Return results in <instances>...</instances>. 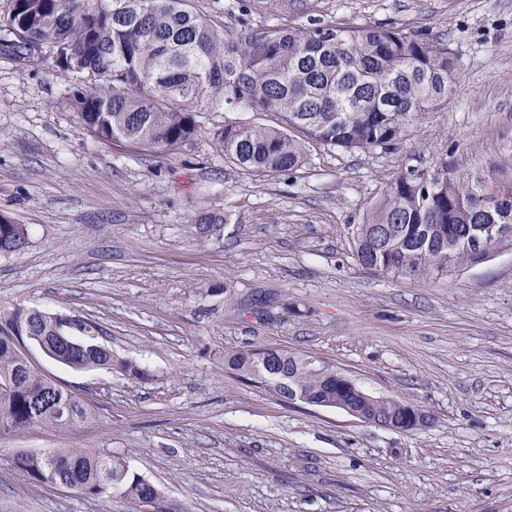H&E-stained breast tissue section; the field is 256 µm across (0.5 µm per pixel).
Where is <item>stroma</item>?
<instances>
[{
	"label": "stroma",
	"mask_w": 512,
	"mask_h": 512,
	"mask_svg": "<svg viewBox=\"0 0 512 512\" xmlns=\"http://www.w3.org/2000/svg\"><path fill=\"white\" fill-rule=\"evenodd\" d=\"M230 36L314 20L442 40L448 97L386 149L306 145L261 174L225 157V123L197 113L172 153L94 139L75 80L0 52V214L28 230L0 254V311L99 324L114 360L74 370L32 351L82 397L67 429L0 431V512H512V237L423 277L362 268L354 228L397 176L512 178V0H190ZM279 348L359 389L430 413L399 431L290 402L224 363ZM95 448L158 497H91L29 480L21 451Z\"/></svg>",
	"instance_id": "35a3bbf8"
}]
</instances>
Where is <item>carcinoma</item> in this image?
Returning a JSON list of instances; mask_svg holds the SVG:
<instances>
[{"label":"carcinoma","instance_id":"carcinoma-1","mask_svg":"<svg viewBox=\"0 0 512 512\" xmlns=\"http://www.w3.org/2000/svg\"><path fill=\"white\" fill-rule=\"evenodd\" d=\"M42 43L39 54L32 45ZM18 59L35 55L68 75H87L72 93L76 114L102 142L175 150L198 133L197 108L217 101L230 109L282 117L278 126L226 124L224 155L261 173L295 169L312 140L345 149H386L404 122L448 96L455 61L441 41L403 29L316 22L303 29L273 26L238 39L208 24L188 0H12L0 45ZM489 224L512 226V183L463 178L444 165L426 178L398 177L355 231V253L369 269L425 276L476 261L471 238ZM27 229L0 219V251L23 247ZM312 397L336 395L335 382L304 360L266 349ZM256 351L238 352L227 366L252 378ZM19 370L0 345V383ZM46 406L40 426L64 429L44 378L33 372L20 387H0V430L30 428L32 402ZM30 453L15 467L37 481ZM45 480H68L89 494L118 489L139 502L156 488L124 463L93 448L44 454Z\"/></svg>","mask_w":512,"mask_h":512}]
</instances>
